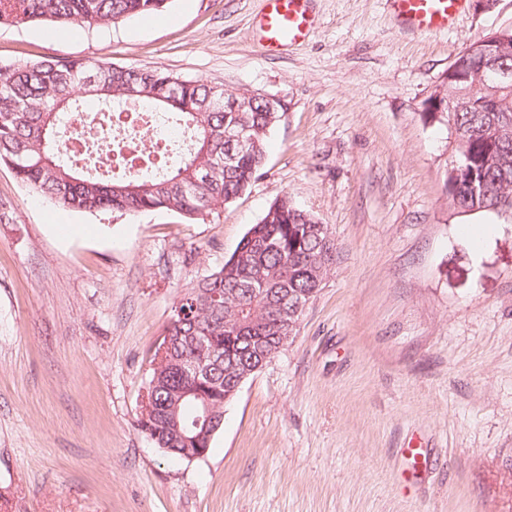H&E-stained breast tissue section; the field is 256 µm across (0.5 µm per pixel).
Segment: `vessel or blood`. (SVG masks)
I'll use <instances>...</instances> for the list:
<instances>
[{
  "instance_id": "vessel-or-blood-1",
  "label": "vessel or blood",
  "mask_w": 512,
  "mask_h": 512,
  "mask_svg": "<svg viewBox=\"0 0 512 512\" xmlns=\"http://www.w3.org/2000/svg\"><path fill=\"white\" fill-rule=\"evenodd\" d=\"M401 25L428 35L448 30L464 11L466 0H387ZM258 42L269 53L304 42L315 28L308 0H262L254 18Z\"/></svg>"
}]
</instances>
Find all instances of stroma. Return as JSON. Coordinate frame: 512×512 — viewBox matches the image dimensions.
I'll return each instance as SVG.
<instances>
[{"label": "stroma", "instance_id": "stroma-1", "mask_svg": "<svg viewBox=\"0 0 512 512\" xmlns=\"http://www.w3.org/2000/svg\"><path fill=\"white\" fill-rule=\"evenodd\" d=\"M259 8L0 26V65L97 58L288 104L261 175L191 223L69 209L0 164V512H512V213L452 204L451 133L422 115L512 0L426 36L386 0H312L314 33L273 55ZM283 195L336 260L208 454L170 458L137 421L174 303Z\"/></svg>", "mask_w": 512, "mask_h": 512}]
</instances>
